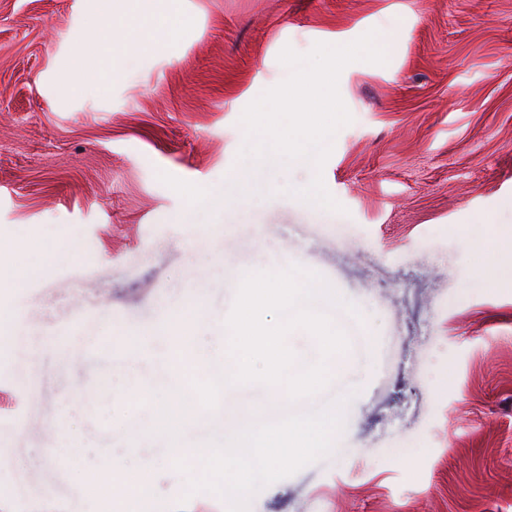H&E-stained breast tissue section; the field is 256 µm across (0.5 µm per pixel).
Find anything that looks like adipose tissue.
<instances>
[{
  "label": "adipose tissue",
  "instance_id": "ef3b65f1",
  "mask_svg": "<svg viewBox=\"0 0 512 512\" xmlns=\"http://www.w3.org/2000/svg\"><path fill=\"white\" fill-rule=\"evenodd\" d=\"M122 2L117 11L109 13L100 9L85 19L74 37L77 63L59 78L62 90L70 92L86 87L94 77L92 62L114 50L132 49L133 32H141L147 37L157 32L169 37L175 35V12L146 13L142 10L144 0ZM157 466V461L150 457L140 459L132 470L113 461L105 469L94 467L89 474L83 475L82 483L90 493L103 494L113 500L144 497L153 490Z\"/></svg>",
  "mask_w": 512,
  "mask_h": 512
}]
</instances>
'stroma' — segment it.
<instances>
[{
    "label": "stroma",
    "mask_w": 512,
    "mask_h": 512,
    "mask_svg": "<svg viewBox=\"0 0 512 512\" xmlns=\"http://www.w3.org/2000/svg\"><path fill=\"white\" fill-rule=\"evenodd\" d=\"M94 4L0 0V272L36 270L0 297L14 338L0 352L10 512H228L188 494L171 447L144 434L149 398L122 393L154 387L174 335L124 349L108 372L55 352L30 361L28 339L84 312L103 348L122 349L201 285L199 344L222 349L241 278L293 264L360 311H328L350 336L331 384L353 400L333 452L249 512H512V0H181L174 37L104 58L101 83L61 95ZM371 30L392 39L388 61L342 70L352 120L319 171L342 212L296 197L318 172L308 160L256 168L237 191L240 118L288 77L281 50ZM63 238L69 258L52 259ZM60 422L88 444L63 468L45 458ZM112 456L157 459L153 494H84L81 475Z\"/></svg>",
    "instance_id": "stroma-1"
}]
</instances>
